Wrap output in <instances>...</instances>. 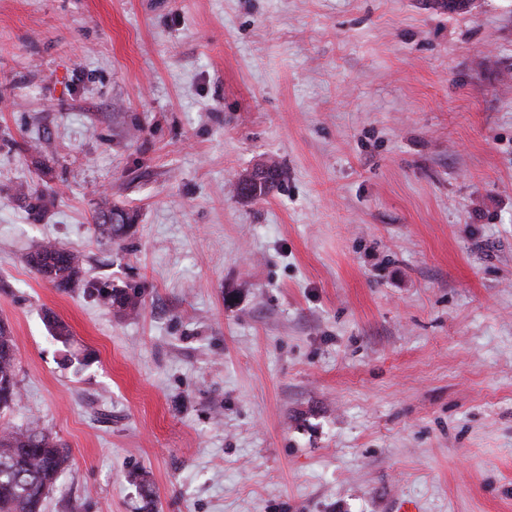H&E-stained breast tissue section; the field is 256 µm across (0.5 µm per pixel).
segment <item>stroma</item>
I'll return each instance as SVG.
<instances>
[{"label":"stroma","instance_id":"35a3bbf8","mask_svg":"<svg viewBox=\"0 0 512 512\" xmlns=\"http://www.w3.org/2000/svg\"><path fill=\"white\" fill-rule=\"evenodd\" d=\"M0 321L44 512H512V0H0ZM249 176L253 180L250 185V192L247 194L236 192V194L245 199H261L266 197L273 188L277 187L284 180L285 172L277 164L266 172L250 174ZM94 220L100 235L108 242L123 237L127 233L126 227H132L134 221L133 216L117 209L100 211ZM29 267L61 291H68L80 284L90 294L107 299L112 306L125 312H137L141 306L138 294L117 291L98 281L82 279V258L79 253L54 242L39 246L27 257Z\"/></svg>","mask_w":512,"mask_h":512}]
</instances>
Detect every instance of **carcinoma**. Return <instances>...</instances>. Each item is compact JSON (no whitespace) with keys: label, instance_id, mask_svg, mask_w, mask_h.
Listing matches in <instances>:
<instances>
[{"label":"carcinoma","instance_id":"carcinoma-1","mask_svg":"<svg viewBox=\"0 0 512 512\" xmlns=\"http://www.w3.org/2000/svg\"><path fill=\"white\" fill-rule=\"evenodd\" d=\"M280 165L251 175L250 192L238 193L245 199H261L284 180ZM100 235L107 241L119 239L132 227L133 216L111 209L94 217ZM29 267L61 291L78 285L96 294L119 310L134 313L141 301L137 293L117 291L107 284L82 279L79 253L54 242L39 246L27 257ZM17 348L14 336L0 324V409L8 410L19 401ZM71 454L33 420L22 428L0 429V512H43L44 502L60 475L69 467Z\"/></svg>","mask_w":512,"mask_h":512}]
</instances>
